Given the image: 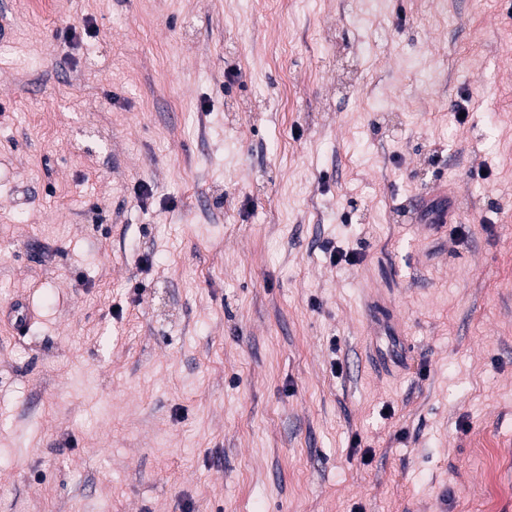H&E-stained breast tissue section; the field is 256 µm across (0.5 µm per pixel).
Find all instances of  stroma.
<instances>
[{
  "label": "stroma",
  "instance_id": "stroma-1",
  "mask_svg": "<svg viewBox=\"0 0 512 512\" xmlns=\"http://www.w3.org/2000/svg\"><path fill=\"white\" fill-rule=\"evenodd\" d=\"M0 26V512H512L505 0ZM439 194L448 195V189L443 191H425L415 196L413 210L417 224H429L428 227H431L437 224L459 223L456 218L454 202L450 196H448L447 209H444L443 207L433 209L432 204L434 201H431V199Z\"/></svg>",
  "mask_w": 512,
  "mask_h": 512
}]
</instances>
